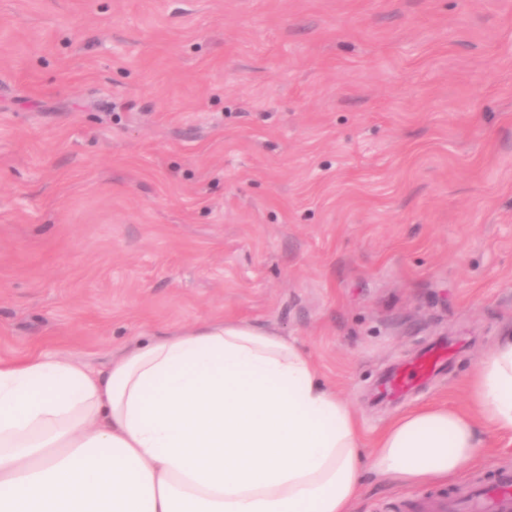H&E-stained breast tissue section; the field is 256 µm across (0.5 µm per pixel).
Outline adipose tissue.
Wrapping results in <instances>:
<instances>
[{"label": "adipose tissue", "mask_w": 512, "mask_h": 512, "mask_svg": "<svg viewBox=\"0 0 512 512\" xmlns=\"http://www.w3.org/2000/svg\"><path fill=\"white\" fill-rule=\"evenodd\" d=\"M485 429L512 436V336L468 409L403 413L369 447L294 341L213 322L139 338L103 373L0 361V512H351L369 471L454 480Z\"/></svg>", "instance_id": "adipose-tissue-1"}]
</instances>
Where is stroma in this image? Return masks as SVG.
Instances as JSON below:
<instances>
[{
  "label": "stroma",
  "mask_w": 512,
  "mask_h": 512,
  "mask_svg": "<svg viewBox=\"0 0 512 512\" xmlns=\"http://www.w3.org/2000/svg\"><path fill=\"white\" fill-rule=\"evenodd\" d=\"M214 321L295 341L366 440L467 408L512 334V0H0V360L104 371ZM501 468L488 431L353 512Z\"/></svg>",
  "instance_id": "obj_1"
}]
</instances>
